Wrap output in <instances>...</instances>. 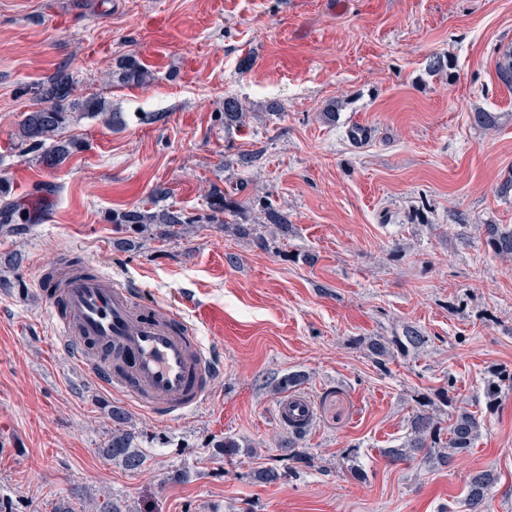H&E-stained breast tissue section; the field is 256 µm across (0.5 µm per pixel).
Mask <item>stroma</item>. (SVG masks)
<instances>
[{
	"instance_id": "35a3bbf8",
	"label": "stroma",
	"mask_w": 512,
	"mask_h": 512,
	"mask_svg": "<svg viewBox=\"0 0 512 512\" xmlns=\"http://www.w3.org/2000/svg\"><path fill=\"white\" fill-rule=\"evenodd\" d=\"M507 48L512 0H0V176L28 214L0 234V512H81L103 495L122 512H463L487 469L491 512H512V388L494 409L483 398L493 371L512 372V258L484 230L512 228ZM435 54L452 73L429 71ZM128 55L153 84L112 86ZM61 68L125 126L72 125L83 150L49 169L13 134ZM228 96L240 127L220 119ZM479 107L496 127L475 124ZM244 150L260 154L245 170ZM216 188L266 248L202 223L118 247L113 211L202 215ZM264 200L287 231L265 224ZM65 257L136 282L217 347L224 372L202 408L155 420L63 354L35 283ZM409 326L426 344L379 370L367 340ZM294 372L314 419L286 453L274 384ZM430 400L480 416L473 448L450 467L383 458ZM116 407L141 469L106 454ZM227 436L230 457L213 446ZM265 468L279 480H255Z\"/></svg>"
}]
</instances>
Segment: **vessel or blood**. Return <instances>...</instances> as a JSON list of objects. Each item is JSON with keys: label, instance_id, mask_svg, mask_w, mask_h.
<instances>
[{"label": "vessel or blood", "instance_id": "1", "mask_svg": "<svg viewBox=\"0 0 512 512\" xmlns=\"http://www.w3.org/2000/svg\"><path fill=\"white\" fill-rule=\"evenodd\" d=\"M36 287L64 303L54 317L62 350L114 395L168 421L207 402L222 374L216 349L177 313L159 316L142 305L136 285L63 271Z\"/></svg>", "mask_w": 512, "mask_h": 512}]
</instances>
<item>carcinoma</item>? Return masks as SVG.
Masks as SVG:
<instances>
[{
  "label": "carcinoma",
  "instance_id": "carcinoma-1",
  "mask_svg": "<svg viewBox=\"0 0 512 512\" xmlns=\"http://www.w3.org/2000/svg\"><path fill=\"white\" fill-rule=\"evenodd\" d=\"M498 79L512 86V51L502 54L496 65ZM116 81L127 86H146L154 80L153 73L133 55L124 57L116 71L112 72ZM83 117L99 119L107 126L115 127L121 122V115L112 111V103L98 92L84 96H73L72 79L65 73H58L42 89L41 106L26 114L19 124L15 139L19 148H47L44 160L54 166L80 149V142L65 136L66 130ZM244 123L241 101L236 97L224 98V126L232 127ZM7 183L0 180V224L25 222V215L17 206L6 200ZM207 220L211 224L224 227L226 217L239 215L240 206L224 197L220 190L211 191L208 196ZM267 223L283 233L288 232V223L283 213L272 205L265 209ZM112 223L126 233L142 234L157 231L163 238L178 237L190 230L195 218L176 208L158 210L132 208L112 213ZM490 244L502 256L512 257V229L501 230L495 224L487 225ZM426 343V337L414 328H407L401 338L388 340L385 337L373 338L367 342L369 355L377 366L384 370L394 357V347L402 350L417 349ZM448 437L441 438L442 428L438 409L432 404L423 405L410 422L406 440L397 448H389L385 456L393 461H402L422 450L435 456L438 463L445 465L456 456L468 452L480 432L481 421L477 414L456 407L448 413ZM112 438L107 445V453L130 470H137L143 464L142 456L133 450L134 433L127 429L128 417L119 411L112 412ZM496 481L489 471H479L469 477L468 496L464 503L467 512H488L486 491Z\"/></svg>",
  "mask_w": 512,
  "mask_h": 512
}]
</instances>
